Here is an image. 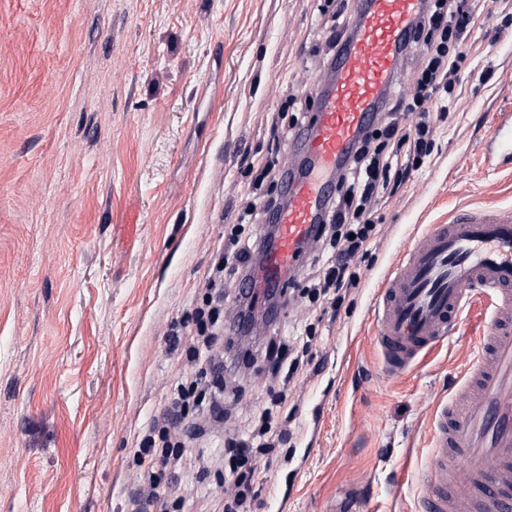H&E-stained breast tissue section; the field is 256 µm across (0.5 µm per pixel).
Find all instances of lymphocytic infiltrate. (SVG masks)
Wrapping results in <instances>:
<instances>
[{
  "instance_id": "f902f5d3",
  "label": "lymphocytic infiltrate",
  "mask_w": 512,
  "mask_h": 512,
  "mask_svg": "<svg viewBox=\"0 0 512 512\" xmlns=\"http://www.w3.org/2000/svg\"><path fill=\"white\" fill-rule=\"evenodd\" d=\"M478 0H427L413 28L411 47L422 48L419 65L411 72L413 86L406 96H388L376 122L365 129L351 154L336 171V183L326 215L315 239L312 256L313 282L305 291L309 303H317L357 285L356 269L371 255L382 232L377 206L388 194H396L415 171L430 160L448 122V101L455 92L465 60L461 46L476 14ZM257 217L255 203H247L217 250L206 292L182 323L184 350L197 375L179 383L171 399L169 416L156 420L134 450L143 486L140 499L150 512H180L182 498L169 489L167 470L175 454V423L199 411L206 398L203 380L211 367L212 341L224 321V303L216 295L224 280L253 278L256 260L248 231ZM267 413H260L254 428L234 448L229 462L237 474L224 496L225 512H251L258 496L243 472L258 449L268 447Z\"/></svg>"
}]
</instances>
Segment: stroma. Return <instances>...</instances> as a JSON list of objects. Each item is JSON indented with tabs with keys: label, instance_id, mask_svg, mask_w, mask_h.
<instances>
[{
	"label": "stroma",
	"instance_id": "stroma-1",
	"mask_svg": "<svg viewBox=\"0 0 512 512\" xmlns=\"http://www.w3.org/2000/svg\"><path fill=\"white\" fill-rule=\"evenodd\" d=\"M340 0H0V512H139L134 446L181 376L175 323L224 228L251 197L250 160L287 141L272 120L315 110ZM448 128L407 189L379 205L380 242L323 315L318 375L273 378L255 356L193 418L173 485L220 512L224 440L267 405L297 404L291 447L257 457L259 512H417L437 406L457 396L486 305L405 371L374 340L372 296L407 244L466 208L512 207V173L478 156L512 107V25L478 17Z\"/></svg>",
	"mask_w": 512,
	"mask_h": 512
}]
</instances>
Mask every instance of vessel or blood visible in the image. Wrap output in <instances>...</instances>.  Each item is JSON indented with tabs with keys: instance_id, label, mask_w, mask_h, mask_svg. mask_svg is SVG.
<instances>
[{
	"instance_id": "b4317fda",
	"label": "vessel or blood",
	"mask_w": 512,
	"mask_h": 512,
	"mask_svg": "<svg viewBox=\"0 0 512 512\" xmlns=\"http://www.w3.org/2000/svg\"><path fill=\"white\" fill-rule=\"evenodd\" d=\"M423 0H355L357 24L319 87L317 110L292 139L311 159V174L288 185L274 222L279 232L266 250L258 298L279 287L313 235L333 177L358 134L369 126ZM486 170H512V112L492 115L479 144ZM493 303V316L459 385L461 397L440 404L433 417L430 464L424 469L422 512H512V208L458 213L432 224L416 245L402 247L374 294L375 340L387 366L408 369L443 344L464 308L476 298ZM466 479L472 494L453 497Z\"/></svg>"
}]
</instances>
